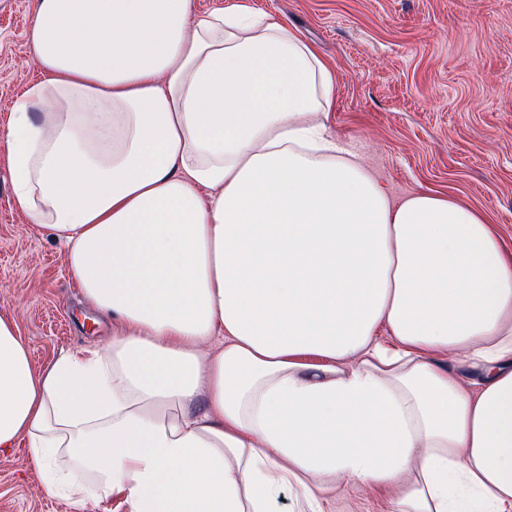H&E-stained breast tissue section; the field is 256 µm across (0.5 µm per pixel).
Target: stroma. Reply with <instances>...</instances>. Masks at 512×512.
Returning a JSON list of instances; mask_svg holds the SVG:
<instances>
[{
    "mask_svg": "<svg viewBox=\"0 0 512 512\" xmlns=\"http://www.w3.org/2000/svg\"><path fill=\"white\" fill-rule=\"evenodd\" d=\"M36 0H0V134L15 99L40 78L25 32ZM263 11L310 43L332 70L328 134L378 179L392 203L423 193L482 211L512 249V0H195L198 12ZM0 314L35 368L105 345L107 321L70 280L63 249L12 201L0 163ZM361 483L326 512H394ZM0 512H124L48 494L26 449L0 455Z\"/></svg>",
    "mask_w": 512,
    "mask_h": 512,
    "instance_id": "stroma-1",
    "label": "stroma"
}]
</instances>
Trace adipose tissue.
I'll return each instance as SVG.
<instances>
[{
  "instance_id": "obj_1",
  "label": "adipose tissue",
  "mask_w": 512,
  "mask_h": 512,
  "mask_svg": "<svg viewBox=\"0 0 512 512\" xmlns=\"http://www.w3.org/2000/svg\"><path fill=\"white\" fill-rule=\"evenodd\" d=\"M26 40L14 202L112 338L40 370L0 316V453L125 512H321L340 477L398 512H512V251L340 156L309 43L194 0H36Z\"/></svg>"
}]
</instances>
